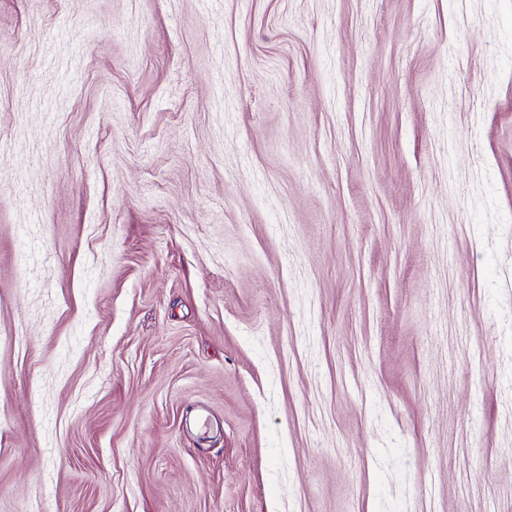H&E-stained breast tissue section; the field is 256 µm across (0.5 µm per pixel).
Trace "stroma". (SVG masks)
Returning <instances> with one entry per match:
<instances>
[{
    "label": "stroma",
    "instance_id": "stroma-1",
    "mask_svg": "<svg viewBox=\"0 0 512 512\" xmlns=\"http://www.w3.org/2000/svg\"><path fill=\"white\" fill-rule=\"evenodd\" d=\"M0 512H512V0H0Z\"/></svg>",
    "mask_w": 512,
    "mask_h": 512
}]
</instances>
